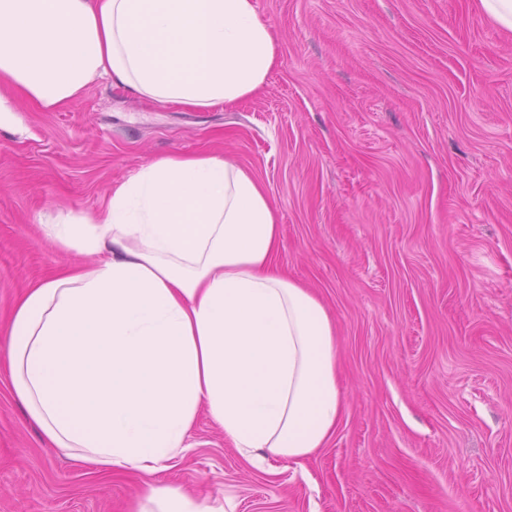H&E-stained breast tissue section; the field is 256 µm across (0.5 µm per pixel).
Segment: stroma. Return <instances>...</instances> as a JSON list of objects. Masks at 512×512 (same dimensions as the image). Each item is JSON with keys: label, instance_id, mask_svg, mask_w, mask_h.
<instances>
[{"label": "stroma", "instance_id": "obj_1", "mask_svg": "<svg viewBox=\"0 0 512 512\" xmlns=\"http://www.w3.org/2000/svg\"><path fill=\"white\" fill-rule=\"evenodd\" d=\"M278 63L258 95L195 110L109 81L0 126V324L82 254L39 224L97 208L140 165L251 168L279 264L336 323L343 414L261 471L199 417L144 476L50 448L0 371V512H135L157 486L235 512H512V35L474 0H255Z\"/></svg>", "mask_w": 512, "mask_h": 512}]
</instances>
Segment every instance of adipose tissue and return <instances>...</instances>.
<instances>
[{"instance_id": "ef3b65f1", "label": "adipose tissue", "mask_w": 512, "mask_h": 512, "mask_svg": "<svg viewBox=\"0 0 512 512\" xmlns=\"http://www.w3.org/2000/svg\"><path fill=\"white\" fill-rule=\"evenodd\" d=\"M276 63L254 0H0V123L18 98L52 112L98 80L163 105L230 106ZM41 231L94 257L31 284L1 332L11 393L50 445L151 476L189 450L202 413L257 467L335 433L336 327L278 265V211L252 169L170 154ZM137 512L234 507L155 488Z\"/></svg>"}]
</instances>
